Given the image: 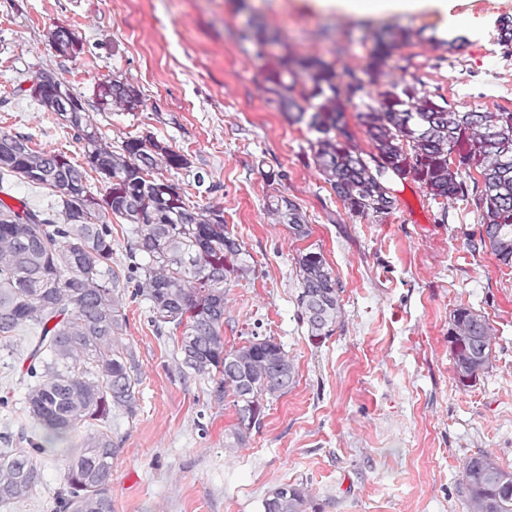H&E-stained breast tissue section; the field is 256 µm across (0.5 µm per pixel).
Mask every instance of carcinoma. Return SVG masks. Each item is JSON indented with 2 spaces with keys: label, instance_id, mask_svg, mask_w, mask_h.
<instances>
[{
  "label": "carcinoma",
  "instance_id": "obj_1",
  "mask_svg": "<svg viewBox=\"0 0 512 512\" xmlns=\"http://www.w3.org/2000/svg\"><path fill=\"white\" fill-rule=\"evenodd\" d=\"M261 58L276 43L258 26L239 35ZM495 42L512 49V21L498 25ZM61 57L76 58L83 45L64 26L50 32ZM387 43L374 39L361 72L341 74L313 58L277 57L267 77L280 109L316 135L314 161L344 207L356 216L381 220L396 210L394 178H412L431 199L461 200L475 207L480 225L476 246L512 268V112H460L421 82L388 80ZM289 78H284V75ZM379 87L376 96L367 91ZM28 93L70 132L85 160L33 148L19 133H0V345L28 337L21 369L30 381L25 403L36 428L13 448H0V503L31 496L40 483L44 444L87 428L82 446L68 448L55 512H112V415L137 410L139 372L122 343L126 318L112 271L114 215L130 225L126 245L131 296L149 303L157 334L174 339L173 362L183 380H205L217 404L228 401L237 422L225 449L244 445L261 428L266 410L296 385L295 363L273 336H247L224 346L226 288L253 272L244 243L224 224V209L186 199L179 183L155 175L189 167L187 159L146 134L113 145L92 122L85 99L54 72L32 77ZM368 96L357 114L373 151L352 145L346 109ZM97 110L136 112L143 100L118 77L95 84ZM476 169L482 184L465 180ZM103 190L88 187V172ZM14 176L57 198L58 221L5 185ZM267 209L296 239L311 235L303 214L284 195L269 197ZM299 288L296 317L308 341L320 347L342 318L341 288L320 251L296 258ZM449 352L459 386L469 387L492 363L495 336L485 316L456 308L448 328ZM467 512H512V470L479 449L462 467ZM263 512H316L306 484H283L262 500Z\"/></svg>",
  "mask_w": 512,
  "mask_h": 512
}]
</instances>
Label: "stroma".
Wrapping results in <instances>:
<instances>
[{
	"label": "stroma",
	"mask_w": 512,
	"mask_h": 512,
	"mask_svg": "<svg viewBox=\"0 0 512 512\" xmlns=\"http://www.w3.org/2000/svg\"><path fill=\"white\" fill-rule=\"evenodd\" d=\"M399 14L348 13L327 0H0V132L82 162L78 144L32 98L41 68L92 99L96 82L116 76L138 88L135 113L88 112L112 140L152 135L188 158L181 186L199 203L224 210V222L252 256L255 272L227 292L224 343L252 334L281 341L297 384L274 402L246 444L226 451L236 422L208 386L179 378L173 344L157 336L149 305L120 288L122 336L139 365L135 417L112 419L119 453L112 462V512H261L282 483H306L322 512H467L461 466L477 449L512 468V269L473 249L480 227L471 205H442L412 180H393L400 206L381 221L349 214L313 161L311 135L267 92L276 55L322 59L336 71L365 68L374 33L412 31L391 68L420 79L448 102L488 109L512 105V55L493 41L512 0H447ZM466 42L456 65L436 49L448 19ZM284 39L259 58L237 39L249 21ZM69 28L82 55L56 56L49 36ZM212 193H198L194 172ZM282 193L312 233L297 240L267 209ZM317 248L342 289V321L314 347L295 315V258ZM473 308L494 329L492 365L460 387L448 347L457 307ZM17 337L0 348V433L30 425L24 410ZM60 452L41 460V482L24 502L0 512H54Z\"/></svg>",
	"instance_id": "stroma-1"
}]
</instances>
